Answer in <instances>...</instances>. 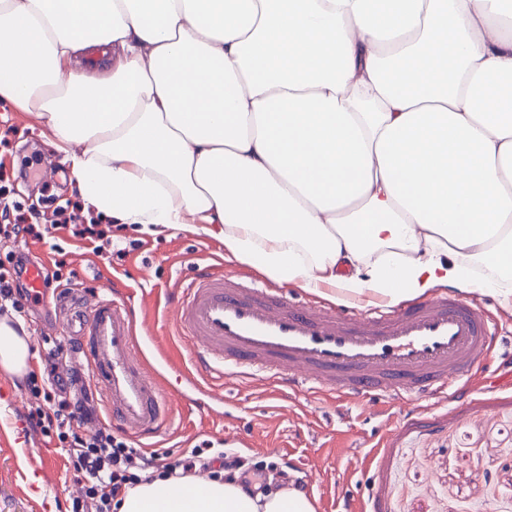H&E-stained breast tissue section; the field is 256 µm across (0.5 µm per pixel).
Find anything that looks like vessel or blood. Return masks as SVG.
Returning a JSON list of instances; mask_svg holds the SVG:
<instances>
[{
  "label": "vessel or blood",
  "instance_id": "b4317fda",
  "mask_svg": "<svg viewBox=\"0 0 512 512\" xmlns=\"http://www.w3.org/2000/svg\"><path fill=\"white\" fill-rule=\"evenodd\" d=\"M92 303L57 297L84 382L105 403L114 428L137 439L161 433L171 417L155 362L175 364L203 409L211 381L258 376L298 393L308 384L341 400L448 393L494 355L491 319L477 300L445 292L395 309L339 311L288 299L280 289L246 284L211 265L194 268L166 297V344L142 346L138 329L156 319L138 288L113 275Z\"/></svg>",
  "mask_w": 512,
  "mask_h": 512
}]
</instances>
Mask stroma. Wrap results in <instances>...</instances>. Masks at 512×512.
<instances>
[{
    "mask_svg": "<svg viewBox=\"0 0 512 512\" xmlns=\"http://www.w3.org/2000/svg\"><path fill=\"white\" fill-rule=\"evenodd\" d=\"M41 155L36 179L18 175L22 162ZM57 225L74 286L85 300L114 271L143 286L144 306L156 293L172 292L195 264L231 273L247 265L226 260L222 241L181 230L151 235L122 225L125 256L93 253L67 239L61 206L80 198L75 177L52 145L35 113L0 105V194ZM476 298L495 317L498 359L456 395L426 400L392 399L373 407L331 401L311 388L293 397L274 395L264 381L224 377L214 384L224 396L217 413L187 410L188 387L178 369L164 368L172 413L170 431L155 440L159 452L180 454L201 441L224 450L244 470L262 468L271 481L302 485L318 499V512H512V309L494 293ZM52 307L28 309L23 324L42 370V336L64 338ZM35 403L25 377L0 371V512H63L80 492L67 455L48 438L15 423Z\"/></svg>",
    "mask_w": 512,
    "mask_h": 512,
    "instance_id": "35a3bbf8",
    "label": "stroma"
}]
</instances>
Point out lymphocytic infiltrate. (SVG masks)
<instances>
[{
  "instance_id": "f902f5d3",
  "label": "lymphocytic infiltrate",
  "mask_w": 512,
  "mask_h": 512,
  "mask_svg": "<svg viewBox=\"0 0 512 512\" xmlns=\"http://www.w3.org/2000/svg\"><path fill=\"white\" fill-rule=\"evenodd\" d=\"M14 215L13 223L0 225V234L49 241L52 265L43 274L44 284L49 288L70 285L74 273L67 268L63 248L52 242L51 231L33 223L27 214ZM25 272L24 263L14 254L0 256V302L10 303L20 315L33 300L30 288L22 281ZM63 354V344H52L44 355L43 372L29 376L27 388L37 403L24 421L30 431L56 439L58 447L67 453L73 475L82 485V495L73 500L70 512H117L120 495L141 482L143 473L150 470L180 478L203 468L220 478L231 469L223 452L212 450L206 441L175 458L132 447L114 435L111 427L90 428L96 414L92 397L86 392L73 395L80 377L58 372L57 362Z\"/></svg>"
}]
</instances>
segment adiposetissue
I'll return each instance as SVG.
<instances>
[{"label": "adipose tissue", "instance_id": "ef3b65f1", "mask_svg": "<svg viewBox=\"0 0 512 512\" xmlns=\"http://www.w3.org/2000/svg\"><path fill=\"white\" fill-rule=\"evenodd\" d=\"M112 76L76 69L90 52ZM96 213L192 229L332 302L512 296L505 0H0V102ZM31 358L0 317V371ZM153 476L118 512H317L296 484Z\"/></svg>", "mask_w": 512, "mask_h": 512}]
</instances>
